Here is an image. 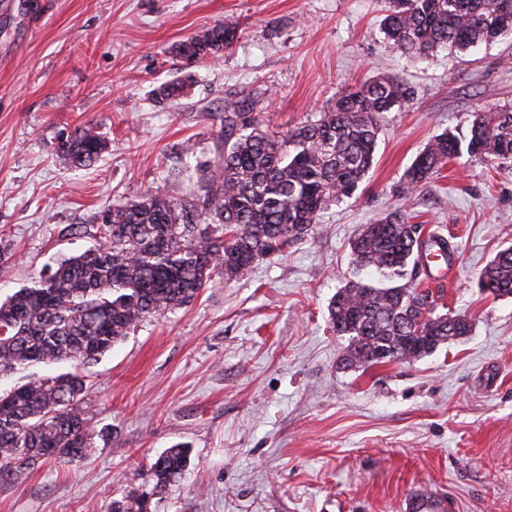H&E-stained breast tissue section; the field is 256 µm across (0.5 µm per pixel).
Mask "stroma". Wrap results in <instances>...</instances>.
Returning a JSON list of instances; mask_svg holds the SVG:
<instances>
[{
	"mask_svg": "<svg viewBox=\"0 0 512 512\" xmlns=\"http://www.w3.org/2000/svg\"><path fill=\"white\" fill-rule=\"evenodd\" d=\"M386 0H0V300L61 256L97 247L101 210L147 192L202 194L197 163L221 146L225 99L254 95L269 131L319 119L336 94L383 75L411 90L388 113L355 195L314 235L191 305L142 322L89 369V458L0 482V512H108L163 450L191 451L152 512H399L430 488L452 512H512V297L477 286L512 245V174L452 160L419 189L405 171L480 109L512 110V34L469 52H395ZM231 19L223 57L187 66L173 47ZM180 81L172 104L160 87ZM98 124L89 167L57 156L61 132ZM189 144L192 155L181 147ZM448 238L419 287L467 315L468 336L421 359L344 367L328 306L355 278L350 243L395 209Z\"/></svg>",
	"mask_w": 512,
	"mask_h": 512,
	"instance_id": "35a3bbf8",
	"label": "stroma"
}]
</instances>
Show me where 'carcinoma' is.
<instances>
[{"instance_id": "1", "label": "carcinoma", "mask_w": 512, "mask_h": 512, "mask_svg": "<svg viewBox=\"0 0 512 512\" xmlns=\"http://www.w3.org/2000/svg\"><path fill=\"white\" fill-rule=\"evenodd\" d=\"M490 2L388 0L384 33L408 57L441 46L466 50L512 30V11ZM237 33L233 21L218 24L179 42L176 56L187 66L206 64ZM409 99L398 79H369L342 92L318 120L276 134L263 129L255 100H226L224 149L203 170L204 195L156 191L112 204L100 224L83 227L102 239L99 246L60 258L0 301L1 373L38 363L71 366L0 394V480H16L52 458H87L94 433L82 407L86 366L141 322L189 305L216 279H239L258 259L314 234L322 211L352 197L371 170L385 114ZM107 149L92 123L62 133L55 147L74 167L91 165ZM464 154L512 173V112H478L467 132L435 136L405 172L403 190H416ZM421 235V225L395 210L363 227L352 264L388 281L403 279L419 268ZM478 287L512 297V246L485 266ZM438 308L428 289L348 280L328 306L336 335L348 341L344 367L410 362L470 333L466 316ZM188 463L184 446L165 449L147 470L150 491L128 492L110 512H151L152 498L181 479Z\"/></svg>"}]
</instances>
